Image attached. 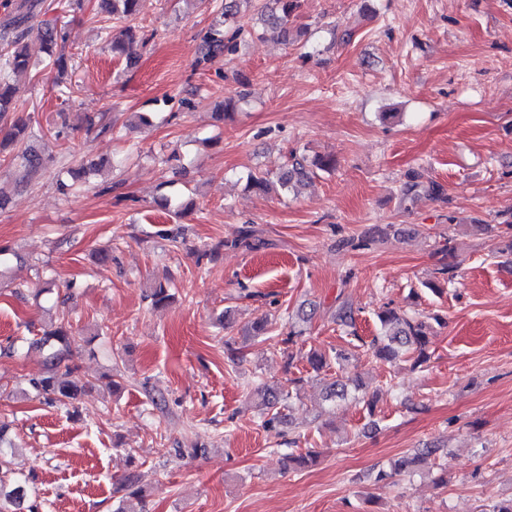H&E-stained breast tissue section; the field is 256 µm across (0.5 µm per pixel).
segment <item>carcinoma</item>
<instances>
[{
    "instance_id": "cac0c4a2",
    "label": "carcinoma",
    "mask_w": 512,
    "mask_h": 512,
    "mask_svg": "<svg viewBox=\"0 0 512 512\" xmlns=\"http://www.w3.org/2000/svg\"><path fill=\"white\" fill-rule=\"evenodd\" d=\"M42 0H14L5 23L0 26V122H5L3 127L4 140H0V149L11 148L16 151L13 160L17 161L19 183L29 184L37 178L43 168L41 152L32 144L36 132L30 123L19 117L9 118V113L14 111L15 84L27 77L34 63L29 56L25 44L26 31L22 26L26 25L41 8ZM300 0H267L261 4L259 0H224L220 15L224 20L217 22L209 28L203 37L202 60L210 61L224 53H232L237 47V38L243 32V28L237 25V18L241 13V7L251 5L258 7L260 20L264 28L278 34L285 42L289 41L292 33L288 28L290 18L299 8ZM140 0H97V7L107 6L111 8L112 24L106 27L111 30L119 28L116 36L112 37V52L124 53L126 46L132 43L138 36L139 28L133 24L139 14ZM65 34L63 29L57 26V21L44 22L43 50L46 54L45 61L57 73L54 84V97L60 100L64 106L69 100L72 83L68 82L69 58L63 51ZM335 160L331 157L309 158L304 154L292 155L291 164L288 165L276 180H271L268 173L260 171L248 175L250 186L264 191L268 186L276 182L280 188L288 192L294 190L304 181L311 178L314 170L329 171L334 167ZM95 172V166L88 164L83 167H70L66 173L73 179L72 183L58 180L59 190L64 194L76 192L88 186L89 176ZM336 322L349 328V344L363 348L366 355H371L379 360L394 364L400 360L411 362L412 369H418L426 364L429 359L428 335L432 329L431 323L442 322V318L434 315L431 318L410 315L405 311L387 307L378 313L380 332L372 336L370 341H365L358 335L354 311L346 302L336 306ZM82 342H89L83 332L73 330L72 326L60 321L52 329L43 331L39 344L43 346L58 347V351L52 354V359L58 358V353L70 351L72 346ZM348 359V352L344 349H335L330 352L314 350L308 355V363L316 372L328 371L331 368L338 370L343 368V362ZM71 369L59 373L49 370L47 374L29 381L35 396L49 404L69 407L77 400L81 388L67 379ZM304 378L295 377L288 379V389L262 390V406L264 411V426L278 434L282 433V427L287 424V415L283 413L285 402L292 395L298 393ZM325 400L331 403L343 399L348 393L349 386L360 387L356 379L345 378L341 375L323 379ZM10 423L0 419V512H39L40 505L28 497L29 478L23 474H16L12 468L15 446L8 438ZM437 452L435 448H418L413 454H405L393 460L390 471H380L378 479L384 480L394 474L410 472L416 463L424 456ZM317 455L309 450L305 453L295 454L290 452L284 455L287 466L304 467L316 462ZM120 490L125 492L121 504L116 512H134L124 506V502L130 499H141L142 489L137 485V478L131 475L123 481Z\"/></svg>"
}]
</instances>
